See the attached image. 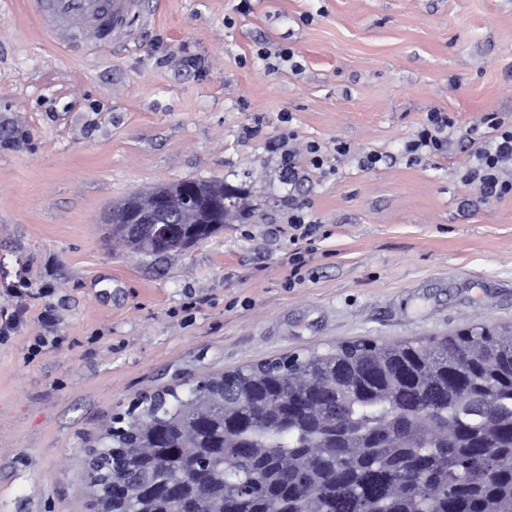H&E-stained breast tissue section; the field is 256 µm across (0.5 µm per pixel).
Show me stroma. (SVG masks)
Listing matches in <instances>:
<instances>
[{
    "mask_svg": "<svg viewBox=\"0 0 512 512\" xmlns=\"http://www.w3.org/2000/svg\"><path fill=\"white\" fill-rule=\"evenodd\" d=\"M41 16L0 0V310L20 319L0 342V512H87V453L141 393L339 341L512 325V197L464 182L469 129L512 115V0H155L134 38L84 51ZM433 110L456 132L409 162ZM273 140L327 162L289 185ZM183 179L241 190V218L165 255L108 236L113 204ZM295 208L328 236L292 286ZM37 336L57 342L33 357Z\"/></svg>",
    "mask_w": 512,
    "mask_h": 512,
    "instance_id": "obj_1",
    "label": "stroma"
}]
</instances>
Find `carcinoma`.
<instances>
[{
  "label": "carcinoma",
  "instance_id": "1",
  "mask_svg": "<svg viewBox=\"0 0 512 512\" xmlns=\"http://www.w3.org/2000/svg\"><path fill=\"white\" fill-rule=\"evenodd\" d=\"M223 227L216 211L184 239ZM94 452L109 476L86 477L91 512H512V327L342 342L145 394Z\"/></svg>",
  "mask_w": 512,
  "mask_h": 512
}]
</instances>
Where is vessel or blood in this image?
I'll return each mask as SVG.
<instances>
[{
    "label": "vessel or blood",
    "mask_w": 512,
    "mask_h": 512,
    "mask_svg": "<svg viewBox=\"0 0 512 512\" xmlns=\"http://www.w3.org/2000/svg\"><path fill=\"white\" fill-rule=\"evenodd\" d=\"M50 21L48 35L56 42L89 46L129 38L131 16L143 0H43Z\"/></svg>",
    "instance_id": "vessel-or-blood-1"
}]
</instances>
